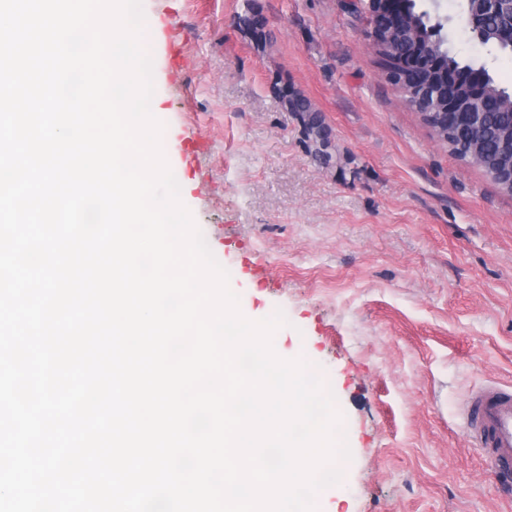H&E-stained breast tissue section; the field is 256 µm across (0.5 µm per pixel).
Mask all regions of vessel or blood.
Segmentation results:
<instances>
[{
	"label": "vessel or blood",
	"instance_id": "vessel-or-blood-1",
	"mask_svg": "<svg viewBox=\"0 0 512 512\" xmlns=\"http://www.w3.org/2000/svg\"><path fill=\"white\" fill-rule=\"evenodd\" d=\"M469 439L486 456L496 479L512 484V385L492 382L461 405Z\"/></svg>",
	"mask_w": 512,
	"mask_h": 512
}]
</instances>
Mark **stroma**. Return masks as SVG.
Wrapping results in <instances>:
<instances>
[{
  "mask_svg": "<svg viewBox=\"0 0 512 512\" xmlns=\"http://www.w3.org/2000/svg\"><path fill=\"white\" fill-rule=\"evenodd\" d=\"M143 0L162 148L242 313L282 311L344 416L350 460L316 512H512L461 425V401L512 385V195L436 140L382 75L366 0ZM448 46L512 90V55L470 41L439 0ZM310 100L332 159L308 150ZM197 152L188 156L186 143ZM249 12L239 17V26L243 27L258 45H266L270 40V32L266 30V21L261 13L252 5H249ZM273 91L285 112H318L305 96L288 89V82L274 83Z\"/></svg>",
  "mask_w": 512,
  "mask_h": 512,
  "instance_id": "obj_1",
  "label": "stroma"
}]
</instances>
